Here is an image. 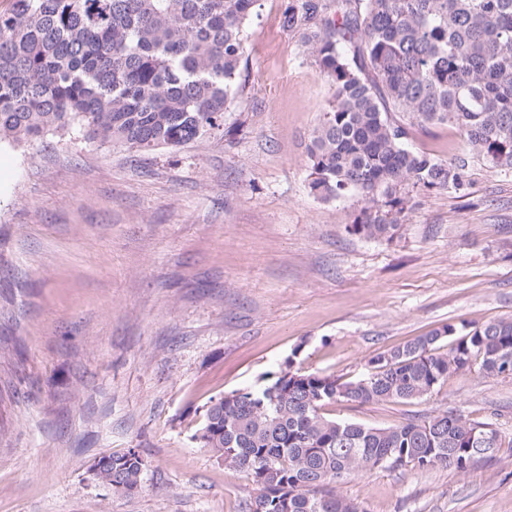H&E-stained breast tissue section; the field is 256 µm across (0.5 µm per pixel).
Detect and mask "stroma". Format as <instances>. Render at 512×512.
I'll return each instance as SVG.
<instances>
[{"label":"stroma","instance_id":"35a3bbf8","mask_svg":"<svg viewBox=\"0 0 512 512\" xmlns=\"http://www.w3.org/2000/svg\"><path fill=\"white\" fill-rule=\"evenodd\" d=\"M259 4L224 136L136 152L75 125L0 144V512H245L249 472L193 438L211 399L290 357L353 380L443 325L512 319V174L454 127H412V149L467 160L469 196L414 195L390 241L351 233L360 198L310 191L330 80L282 27L287 0ZM445 410L512 435V377L475 370L421 400L323 413L389 427ZM130 448L146 462L132 496L92 472ZM339 490L366 512H512V448Z\"/></svg>","mask_w":512,"mask_h":512}]
</instances>
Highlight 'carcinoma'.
Instances as JSON below:
<instances>
[{
	"mask_svg": "<svg viewBox=\"0 0 512 512\" xmlns=\"http://www.w3.org/2000/svg\"><path fill=\"white\" fill-rule=\"evenodd\" d=\"M258 0H13L0 13V143L80 126L90 140L142 152L224 132L243 93L245 27ZM282 27L302 32L332 100L308 146L310 189L324 201L358 195L351 225L391 239L410 191L467 186V163L406 145L415 124L453 125L473 154L512 172V0H288ZM400 112L397 121L391 113ZM340 381L282 369L265 386L206 409L202 435L227 469H245L248 512H364L338 485L378 469L466 472L504 444L491 422L453 412L390 427L320 413L424 398L477 367L512 376V319L433 330ZM136 448L112 455V482L142 487Z\"/></svg>",
	"mask_w": 512,
	"mask_h": 512,
	"instance_id": "carcinoma-1",
	"label": "carcinoma"
}]
</instances>
